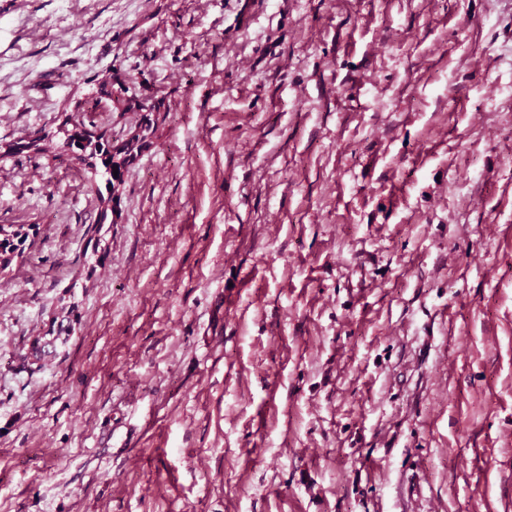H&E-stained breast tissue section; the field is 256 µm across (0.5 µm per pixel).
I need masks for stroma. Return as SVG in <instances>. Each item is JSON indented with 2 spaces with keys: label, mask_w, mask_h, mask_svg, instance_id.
Segmentation results:
<instances>
[{
  "label": "stroma",
  "mask_w": 512,
  "mask_h": 512,
  "mask_svg": "<svg viewBox=\"0 0 512 512\" xmlns=\"http://www.w3.org/2000/svg\"><path fill=\"white\" fill-rule=\"evenodd\" d=\"M0 224V512H512V0H0ZM72 129L69 130L68 128L65 129V126L68 125V121H66L63 126V138L57 143V146L61 149H67L71 150L72 152L78 153L80 152L79 156H82L83 152H86V146L83 144L85 140H94L93 135L88 133L83 128V121H80V118L78 120H73ZM130 151L128 143H115L112 138L98 137L92 154L88 155L90 159L96 160L92 166L95 168L96 175L104 180V187L110 201L114 199L112 195L122 183L124 169L131 157ZM105 161H108V164H105ZM113 169H118L117 177H114ZM30 233L22 227L13 228V224L5 227L0 224V271L6 270L15 260L24 259L25 243Z\"/></svg>",
  "instance_id": "1"
}]
</instances>
